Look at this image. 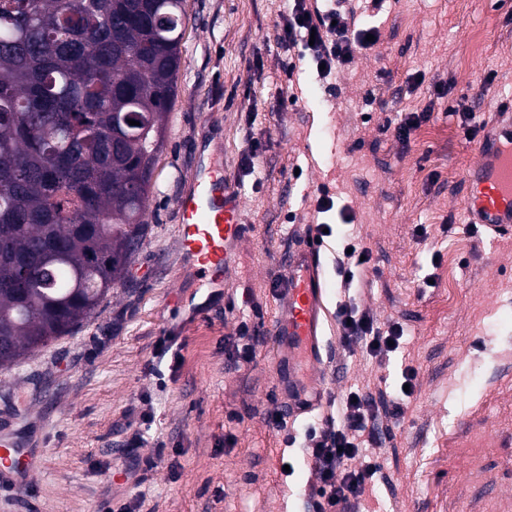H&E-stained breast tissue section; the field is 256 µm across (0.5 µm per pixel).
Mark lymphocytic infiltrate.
Segmentation results:
<instances>
[{
    "label": "lymphocytic infiltrate",
    "mask_w": 512,
    "mask_h": 512,
    "mask_svg": "<svg viewBox=\"0 0 512 512\" xmlns=\"http://www.w3.org/2000/svg\"><path fill=\"white\" fill-rule=\"evenodd\" d=\"M382 3L323 0L312 7L307 0H293L280 15V44L295 49L298 59H309L318 69L319 80L329 82L337 67L351 63L357 52L369 48L368 38L378 29L362 16L366 9H381ZM336 319L344 350L358 351L381 362L395 353L404 336L400 323L379 324L351 299L339 305ZM401 377L405 388L414 383L416 372L409 366ZM404 388L393 392L382 381L372 388L350 392L337 404L334 416L305 430L300 442L319 479L310 494L314 512H361L366 494L386 482L381 464L368 459L366 452L381 441L382 419L403 416Z\"/></svg>",
    "instance_id": "obj_1"
}]
</instances>
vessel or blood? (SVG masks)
Returning a JSON list of instances; mask_svg holds the SVG:
<instances>
[{
	"label": "vessel or blood",
	"instance_id": "b4317fda",
	"mask_svg": "<svg viewBox=\"0 0 512 512\" xmlns=\"http://www.w3.org/2000/svg\"><path fill=\"white\" fill-rule=\"evenodd\" d=\"M468 223L482 232L512 235V113H489L476 147V161L465 173ZM180 259L203 290L230 287L236 248L246 237L239 187L224 169L223 152L197 149L192 175L177 200ZM303 248L290 251L286 278L277 293L269 331L275 349L288 352V375L276 387L287 394L289 416L309 412L319 402L305 379L321 364L327 313L324 267L316 226H308ZM9 436L0 437V486L22 490L35 478L36 461Z\"/></svg>",
	"mask_w": 512,
	"mask_h": 512
}]
</instances>
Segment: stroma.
Segmentation results:
<instances>
[{"mask_svg": "<svg viewBox=\"0 0 512 512\" xmlns=\"http://www.w3.org/2000/svg\"><path fill=\"white\" fill-rule=\"evenodd\" d=\"M284 9L185 0L175 102L129 279L72 334L0 372V432L42 466L28 489L0 491V512H108L109 498L140 495L142 512H310L317 474L304 448L284 443L308 421L281 432L270 420L280 364L267 324L300 225H330L322 260L328 302L339 301L345 212L381 272L356 302L403 325V355L383 365L345 355L332 323L325 366L308 382L330 399L382 379L398 386L406 365L417 373L374 451L394 489L377 488L367 512H512V236L488 240L467 222L476 142L457 115L467 107L481 121L512 106V0H384L379 39L337 71L334 95L311 74L290 78L277 41ZM437 81L448 85L440 100ZM423 111L429 119L400 142L391 122ZM206 138L243 183L249 231L234 288L194 318L173 299L196 286L179 262L176 200ZM325 196L333 207L321 213ZM240 331L260 344L237 369L229 338ZM163 336L181 344L179 368L163 357ZM137 431L152 463L139 485L123 473Z\"/></svg>", "mask_w": 512, "mask_h": 512, "instance_id": "35a3bbf8", "label": "stroma"}]
</instances>
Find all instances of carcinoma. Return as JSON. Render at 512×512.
Instances as JSON below:
<instances>
[{"label":"carcinoma","mask_w":512,"mask_h":512,"mask_svg":"<svg viewBox=\"0 0 512 512\" xmlns=\"http://www.w3.org/2000/svg\"><path fill=\"white\" fill-rule=\"evenodd\" d=\"M184 19V0H0L1 370L127 280Z\"/></svg>","instance_id":"carcinoma-1"}]
</instances>
